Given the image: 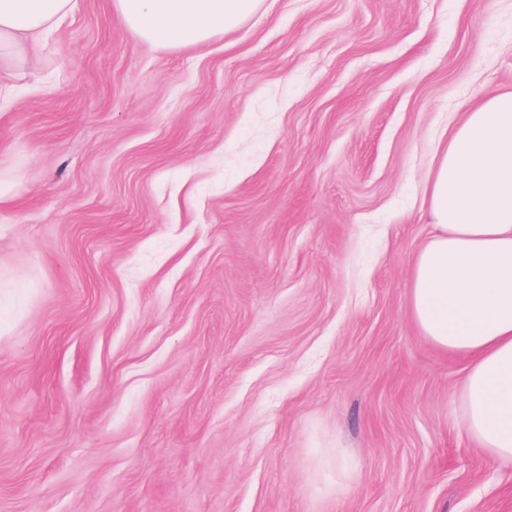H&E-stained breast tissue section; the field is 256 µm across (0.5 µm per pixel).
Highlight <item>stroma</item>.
Masks as SVG:
<instances>
[{
    "instance_id": "1",
    "label": "stroma",
    "mask_w": 512,
    "mask_h": 512,
    "mask_svg": "<svg viewBox=\"0 0 512 512\" xmlns=\"http://www.w3.org/2000/svg\"><path fill=\"white\" fill-rule=\"evenodd\" d=\"M112 3L0 70V512H512L408 309L512 0H264L175 50Z\"/></svg>"
}]
</instances>
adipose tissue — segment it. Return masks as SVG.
Returning <instances> with one entry per match:
<instances>
[{
  "label": "adipose tissue",
  "mask_w": 512,
  "mask_h": 512,
  "mask_svg": "<svg viewBox=\"0 0 512 512\" xmlns=\"http://www.w3.org/2000/svg\"><path fill=\"white\" fill-rule=\"evenodd\" d=\"M262 0H114L122 23L170 48L236 30ZM77 0H0V64L39 47ZM433 233L410 273L409 311L438 349L467 359L461 421L512 461V91L464 114L427 187Z\"/></svg>",
  "instance_id": "ef3b65f1"
}]
</instances>
